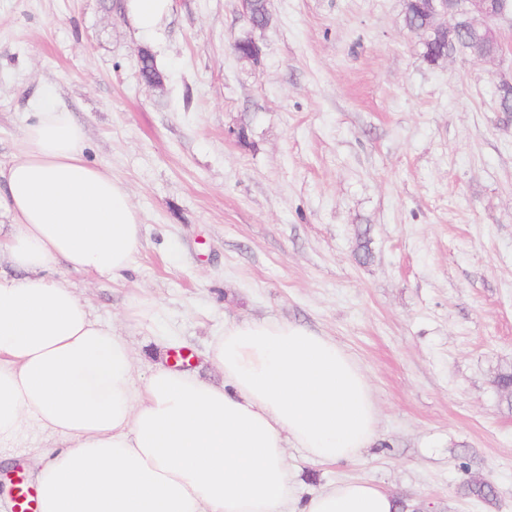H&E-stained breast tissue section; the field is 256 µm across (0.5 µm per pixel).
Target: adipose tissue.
<instances>
[{"instance_id":"adipose-tissue-1","label":"adipose tissue","mask_w":512,"mask_h":512,"mask_svg":"<svg viewBox=\"0 0 512 512\" xmlns=\"http://www.w3.org/2000/svg\"><path fill=\"white\" fill-rule=\"evenodd\" d=\"M86 132L45 96L21 147L0 160V455L32 429L62 437L36 457L39 512H289L287 446L314 461L355 459L377 437L360 365L287 321L225 324L216 385L157 367L51 272L123 277L141 222L125 186L84 158ZM300 512H398L365 480Z\"/></svg>"}]
</instances>
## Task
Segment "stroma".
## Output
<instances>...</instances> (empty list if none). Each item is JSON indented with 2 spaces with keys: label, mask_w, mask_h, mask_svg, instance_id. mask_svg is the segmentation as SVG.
Segmentation results:
<instances>
[{
  "label": "stroma",
  "mask_w": 512,
  "mask_h": 512,
  "mask_svg": "<svg viewBox=\"0 0 512 512\" xmlns=\"http://www.w3.org/2000/svg\"><path fill=\"white\" fill-rule=\"evenodd\" d=\"M125 0H0V159L46 90L81 123L91 162L129 190L141 245L125 279L71 274L141 373L230 322L332 337L360 365L378 436L351 462L287 448L296 501L363 479L419 512H512V18L503 53L432 65L404 0H171L138 33ZM254 36L258 62L237 57ZM164 75L139 76L140 48ZM371 258L359 262L357 234ZM480 478L492 502L463 496Z\"/></svg>",
  "instance_id": "obj_1"
}]
</instances>
